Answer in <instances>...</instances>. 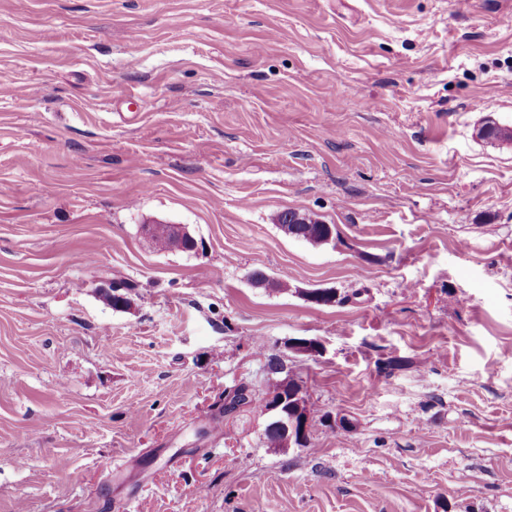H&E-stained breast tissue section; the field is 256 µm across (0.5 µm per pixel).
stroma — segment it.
I'll use <instances>...</instances> for the list:
<instances>
[{"instance_id":"obj_1","label":"stroma","mask_w":512,"mask_h":512,"mask_svg":"<svg viewBox=\"0 0 512 512\" xmlns=\"http://www.w3.org/2000/svg\"><path fill=\"white\" fill-rule=\"evenodd\" d=\"M1 70L0 512H512V0H0ZM282 216L283 223L285 224V226L280 224V227L282 228V230L283 226L284 229H288V232L284 230L283 231L289 237L303 240L312 246H321L324 244H328L330 241L334 239V235L332 237H329V235H332V229L330 225H326V228L329 231L328 235L324 229V224H322L320 220L311 217L312 215L309 216L311 224H307V215L300 214L297 211L284 212L283 215L281 214L278 218L279 223H281ZM168 228L171 241V247L174 249H183L185 247L194 248L195 240L189 234L187 229L176 224H146L144 229L146 234L152 238L161 228ZM243 391L247 392L246 396H242L240 398L241 401H245V406L252 405L253 403L258 404V407L261 409V412H264L267 408L265 404V396L271 392H277L278 390H283L285 392H297L303 388L301 381L295 378L293 375L287 374L282 379H275L274 382L269 383L266 390L264 391L263 398H256V394L252 389H250L247 385H242ZM294 398L298 399L296 403V411L294 416H291L290 412L284 407L277 409L285 400V395L277 398L276 400H272V397H266V400L269 402V411H274V413L279 416H271L269 414V419L264 428V442L268 448H274L279 452H287L289 448L293 446L297 447H308L310 444L311 434L313 424L310 428L308 436L305 437V442L302 443L298 440V436L300 440L303 439L304 435L307 433L309 428V424L312 419V414L309 408L307 397H302L300 394H296ZM289 419L288 430L292 431L293 434H297L295 436L288 433V431L284 428L283 424L286 423V419Z\"/></svg>"}]
</instances>
